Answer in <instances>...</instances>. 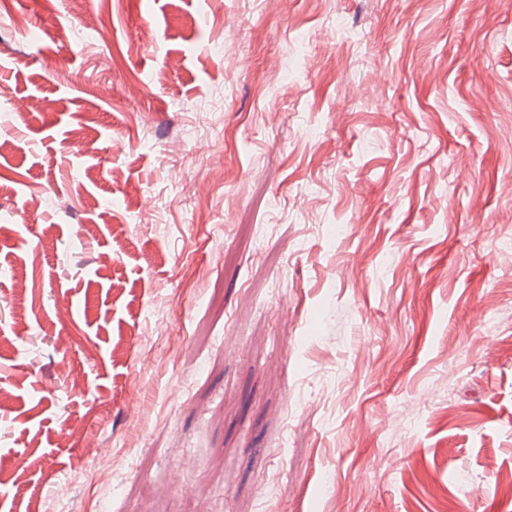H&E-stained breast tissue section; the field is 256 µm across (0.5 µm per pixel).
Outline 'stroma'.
<instances>
[{"label": "stroma", "instance_id": "35a3bbf8", "mask_svg": "<svg viewBox=\"0 0 512 512\" xmlns=\"http://www.w3.org/2000/svg\"><path fill=\"white\" fill-rule=\"evenodd\" d=\"M510 239L512 0H0V512L512 510Z\"/></svg>", "mask_w": 512, "mask_h": 512}]
</instances>
